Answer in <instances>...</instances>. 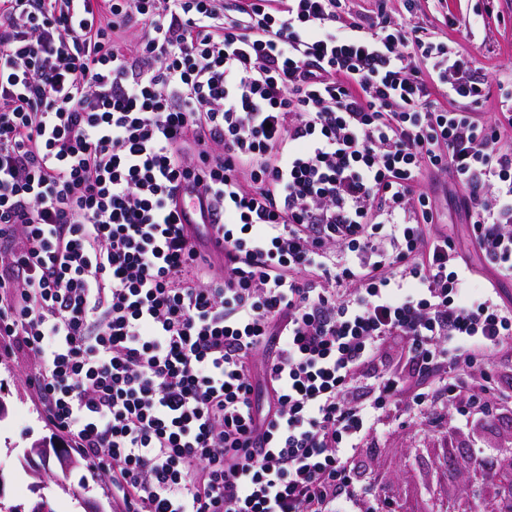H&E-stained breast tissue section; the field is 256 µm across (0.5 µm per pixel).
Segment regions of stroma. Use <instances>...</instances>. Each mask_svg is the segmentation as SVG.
<instances>
[{"instance_id": "obj_1", "label": "stroma", "mask_w": 512, "mask_h": 512, "mask_svg": "<svg viewBox=\"0 0 512 512\" xmlns=\"http://www.w3.org/2000/svg\"><path fill=\"white\" fill-rule=\"evenodd\" d=\"M352 16L373 18L385 9L396 21L444 40L459 50L474 78L491 94L478 109L480 118L496 110L492 94L502 78H512V0H348ZM436 201L440 219L436 231L452 237L467 255L475 250L464 214L456 203L458 192L450 176H429L421 183ZM27 361L0 356V498L6 504L32 506L47 498L55 512H123L109 482L89 471L52 465L44 484H36L25 454L36 441L66 446L65 437L43 416L26 382ZM386 431L370 436L351 465L352 485L374 507L389 503L392 512H430L433 500L468 496L475 512L490 496L485 479L460 470L459 457L473 449L492 447L500 467L512 464L506 449L512 446V423L490 431L478 415L449 412L437 427L414 413L398 412Z\"/></svg>"}]
</instances>
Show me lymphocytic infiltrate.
Instances as JSON below:
<instances>
[{
	"label": "lymphocytic infiltrate",
	"mask_w": 512,
	"mask_h": 512,
	"mask_svg": "<svg viewBox=\"0 0 512 512\" xmlns=\"http://www.w3.org/2000/svg\"><path fill=\"white\" fill-rule=\"evenodd\" d=\"M139 31L135 47L126 35ZM346 0H0V353L123 512H362L402 403L484 409L512 301V81ZM421 189L429 192L435 198L440 219L433 229L452 237L459 248L469 255L477 272L490 278V270L480 264L470 238L469 224L457 203L458 190L454 187L450 174L442 176L430 175L421 182ZM457 205H456V203Z\"/></svg>",
	"instance_id": "lymphocytic-infiltrate-1"
}]
</instances>
